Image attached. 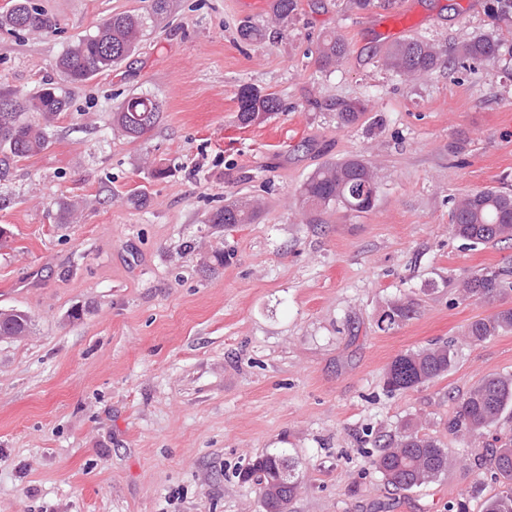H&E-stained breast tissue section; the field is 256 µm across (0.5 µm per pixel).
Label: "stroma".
I'll list each match as a JSON object with an SVG mask.
<instances>
[{
    "instance_id": "obj_1",
    "label": "stroma",
    "mask_w": 512,
    "mask_h": 512,
    "mask_svg": "<svg viewBox=\"0 0 512 512\" xmlns=\"http://www.w3.org/2000/svg\"><path fill=\"white\" fill-rule=\"evenodd\" d=\"M52 34L0 32V92L43 87L69 108L50 144L0 180V310L30 318L0 339V512H260L239 472L282 452L298 464L290 512H482L497 483L482 447L453 436L458 401L490 375L512 376V331L472 345L463 333L492 306L456 283L512 269V243L471 245L451 228L455 197L512 192V26L487 0H396L390 11L347 0H297L288 25L266 0H173L121 66L71 88L55 66L77 38L143 0H35ZM249 21L264 40L246 44ZM441 52L434 71H388V24ZM335 31L348 53L320 68ZM476 33L502 41L493 63H459ZM252 85L280 111L243 127L237 93ZM158 100L143 138L112 131L126 98ZM364 108L342 126L339 106ZM376 166L373 209L337 207L307 223L300 189L329 161ZM238 197L264 203L253 223L208 224ZM74 199L82 216L57 219ZM226 255L211 264L213 251ZM413 312L379 327L397 300ZM451 344L454 366L388 392L400 353ZM416 418L464 455L411 491L383 484L366 455Z\"/></svg>"
}]
</instances>
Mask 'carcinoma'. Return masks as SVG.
I'll list each match as a JSON object with an SVG mask.
<instances>
[{"mask_svg":"<svg viewBox=\"0 0 512 512\" xmlns=\"http://www.w3.org/2000/svg\"><path fill=\"white\" fill-rule=\"evenodd\" d=\"M351 8L370 11L388 10L394 0H348ZM171 0H148L147 16L116 13L95 32L75 40L56 61V67L74 87L85 84L96 73L110 69L135 50L143 36L146 20L158 21L167 17ZM273 14L281 23L288 22L297 10V0H273ZM488 16L494 23L512 21V0H490ZM0 30L19 37L28 33L56 30V23L33 0H11L10 7L0 14ZM502 46L501 39L488 34L475 35L456 48L459 58L466 61L491 62ZM348 46L343 36L332 31L318 45L317 61L324 69L336 66L345 57ZM440 52L430 42L409 38L394 43L387 51L385 66L399 76L424 75L439 64ZM238 121L244 127L261 115L279 110L277 98L254 86H243L237 93ZM12 112H0V178L9 174L12 165L39 153L49 144L46 129H37L27 122L28 110L40 113L50 123L68 108L67 98L52 88L20 102L14 101ZM159 103L147 96L128 99L112 113V128L126 138L136 140L152 130L159 122ZM339 119L344 125L357 123L362 112L353 103L341 104ZM379 183L372 166L362 159L351 158L327 163L318 168L303 184L301 196L313 213L343 206L354 212H368L375 204ZM260 209L253 200H235L214 211L208 222L250 224ZM453 228L455 234L472 244L491 241H512V194L487 188L466 194L454 202ZM505 270L483 269L463 280L462 299H475L488 304L496 302L504 291ZM412 303L399 301L382 318L392 325L409 317ZM29 317L22 311H0V334L23 336L29 329ZM512 330V308L502 309L487 318L472 321L465 338L479 344L492 336ZM454 364L449 345H438L398 355L386 371V385L391 391L406 392L443 375ZM512 409V378L490 375L471 389L459 403L457 414L448 420V433L479 437L490 424ZM377 452L369 455V464L396 490L408 491L437 479L456 459L452 448H445L435 438L420 433L419 425L406 420L389 439L376 444ZM492 475L499 483L498 491L490 497L484 512H512V443L507 441L491 453ZM295 462L281 454L269 453L256 458L245 470L244 477L258 482L260 505L272 504L288 509L296 497L299 480Z\"/></svg>","mask_w":512,"mask_h":512,"instance_id":"cac0c4a2","label":"carcinoma"}]
</instances>
